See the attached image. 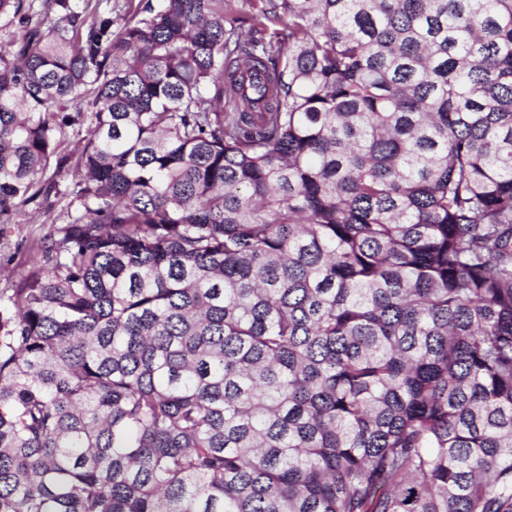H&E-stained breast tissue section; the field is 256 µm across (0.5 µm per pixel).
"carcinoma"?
I'll return each mask as SVG.
<instances>
[{
  "instance_id": "obj_1",
  "label": "carcinoma",
  "mask_w": 512,
  "mask_h": 512,
  "mask_svg": "<svg viewBox=\"0 0 512 512\" xmlns=\"http://www.w3.org/2000/svg\"><path fill=\"white\" fill-rule=\"evenodd\" d=\"M100 7L0 0V512H512V0ZM69 201L64 198L48 214L36 212L34 205L25 206L11 224H0V289L11 287L13 274L29 267L30 252L18 251V244L38 240L53 231L54 225L66 222Z\"/></svg>"
}]
</instances>
